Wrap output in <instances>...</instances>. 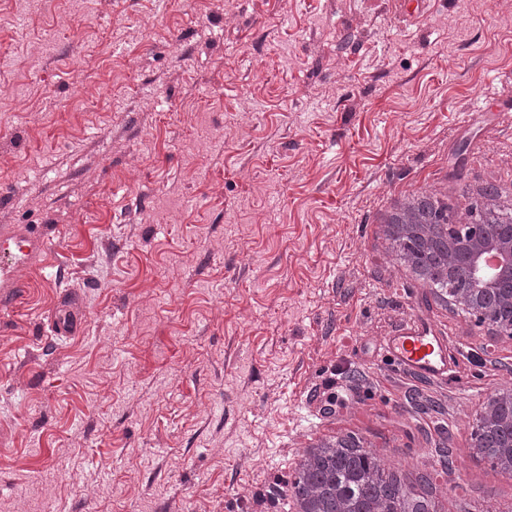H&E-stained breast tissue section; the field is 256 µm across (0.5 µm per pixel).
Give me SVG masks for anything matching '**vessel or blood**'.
Wrapping results in <instances>:
<instances>
[{
    "mask_svg": "<svg viewBox=\"0 0 512 512\" xmlns=\"http://www.w3.org/2000/svg\"><path fill=\"white\" fill-rule=\"evenodd\" d=\"M51 237L46 230L25 224L0 226V306L8 307L25 295L28 285L18 280V268L37 264L50 251ZM74 297L65 295L51 319L54 335L68 336L79 327L70 313ZM386 357L400 370L421 380H444L450 370L448 343L432 325L409 322L397 328L384 343Z\"/></svg>",
    "mask_w": 512,
    "mask_h": 512,
    "instance_id": "vessel-or-blood-1",
    "label": "vessel or blood"
}]
</instances>
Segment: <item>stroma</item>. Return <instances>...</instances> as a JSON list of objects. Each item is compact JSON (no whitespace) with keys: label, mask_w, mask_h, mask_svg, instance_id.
Wrapping results in <instances>:
<instances>
[{"label":"stroma","mask_w":512,"mask_h":512,"mask_svg":"<svg viewBox=\"0 0 512 512\" xmlns=\"http://www.w3.org/2000/svg\"><path fill=\"white\" fill-rule=\"evenodd\" d=\"M508 74L512 0H0V225L62 234L0 308V512H299L306 451L348 436L434 512H512L471 446L512 338L383 224L425 189L512 208ZM418 320L448 380L385 358ZM76 299L64 295L59 300V306L51 319L50 328L55 336H70L81 324V321L71 322L70 312L77 306Z\"/></svg>","instance_id":"1"}]
</instances>
